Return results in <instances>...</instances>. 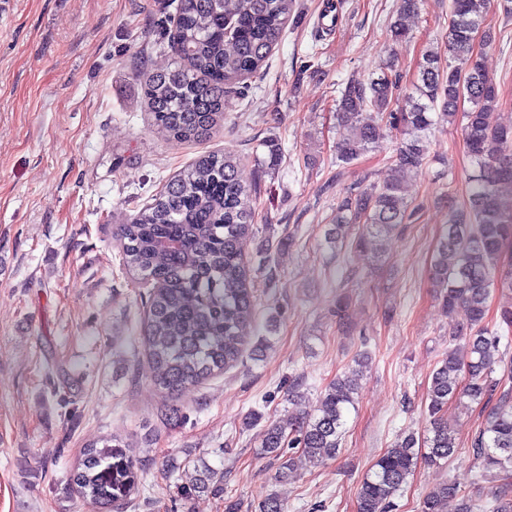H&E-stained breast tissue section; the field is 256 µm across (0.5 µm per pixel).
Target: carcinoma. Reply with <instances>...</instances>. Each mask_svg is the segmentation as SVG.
I'll return each instance as SVG.
<instances>
[{"mask_svg":"<svg viewBox=\"0 0 512 512\" xmlns=\"http://www.w3.org/2000/svg\"><path fill=\"white\" fill-rule=\"evenodd\" d=\"M488 2L451 0L445 53L424 54L411 90L384 74L367 83L349 82L336 98V161L347 165L364 155L378 142L383 121L401 136L393 177L337 203L330 236L338 251L355 229L356 242L376 243L381 257L382 242L408 223L403 178L426 157L423 132L432 125L431 111L459 126L475 166L467 201L448 215L432 266L443 309L467 313L455 332L465 342L448 350L433 373L428 434L421 439L408 434L377 459L358 490L357 512H389L419 457L437 464L458 455L448 405L465 398L490 401L499 387L491 378L495 366L512 374V364L506 365L500 352V336L485 326L497 290L506 297L500 324L512 330V206L500 195L502 185L512 184V126L490 121L500 98L482 60V46L492 42L483 30ZM294 5L295 0H179L173 62L143 75L153 129L185 143L219 131L224 93L257 73L281 39ZM419 9L420 0H398L389 26L392 43L409 39L403 19ZM394 103L400 104L396 112ZM466 103L469 108L461 110ZM256 210L255 195L238 177L237 158L209 153L116 226L124 269L156 285L147 299L143 340L154 384L172 396L243 356L242 331L254 316L258 269L245 262L242 241L252 232ZM359 381L354 370L326 386L316 413L300 414L286 429L267 425L263 451L278 455L285 446L299 448L315 465L335 458ZM472 451L499 479L492 512H512V388L495 400ZM137 469L122 445L105 440L100 447L84 448L71 481L85 500L107 504L134 487ZM456 494L453 483L436 485L424 497L421 512H441Z\"/></svg>","mask_w":512,"mask_h":512,"instance_id":"cac0c4a2","label":"carcinoma"}]
</instances>
